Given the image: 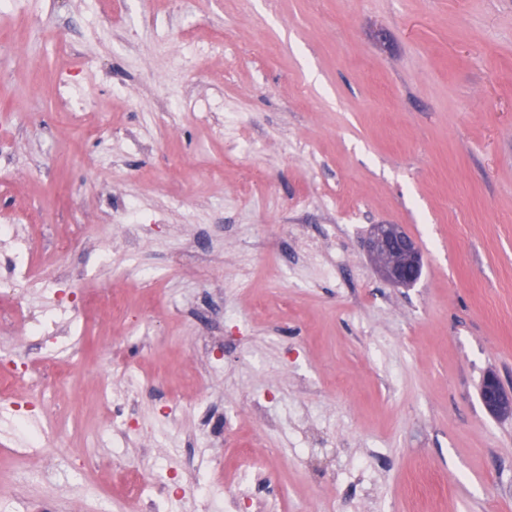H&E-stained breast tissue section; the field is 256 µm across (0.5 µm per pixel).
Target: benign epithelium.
Returning a JSON list of instances; mask_svg holds the SVG:
<instances>
[{"mask_svg": "<svg viewBox=\"0 0 512 512\" xmlns=\"http://www.w3.org/2000/svg\"><path fill=\"white\" fill-rule=\"evenodd\" d=\"M366 248L386 282L396 286H409L419 279L420 250L400 225H374L366 241ZM481 399L485 409L492 415L512 414V393L493 374L483 381Z\"/></svg>", "mask_w": 512, "mask_h": 512, "instance_id": "obj_1", "label": "benign epithelium"}]
</instances>
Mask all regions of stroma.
Returning <instances> with one entry per match:
<instances>
[{"label": "stroma", "mask_w": 512, "mask_h": 512, "mask_svg": "<svg viewBox=\"0 0 512 512\" xmlns=\"http://www.w3.org/2000/svg\"><path fill=\"white\" fill-rule=\"evenodd\" d=\"M23 0L0 17V214L26 212L40 279L80 275L120 313L54 314L57 335L0 336L69 375L40 404L35 467L0 401V491L30 512L111 497L126 472L210 484L261 439V495L287 512H512V0ZM80 84L84 121L60 84ZM417 243L421 276L384 281L373 225ZM144 390L116 458L110 401ZM229 432L202 437L207 413ZM481 399L485 409L492 415L512 414V393L507 391L495 375H488L482 384ZM71 479H73V475L70 470V465L68 463L67 469L61 462L51 460L41 469H28L27 472L23 473L20 476L19 481L21 482H43L47 480H68V474Z\"/></svg>", "instance_id": "35a3bbf8"}]
</instances>
